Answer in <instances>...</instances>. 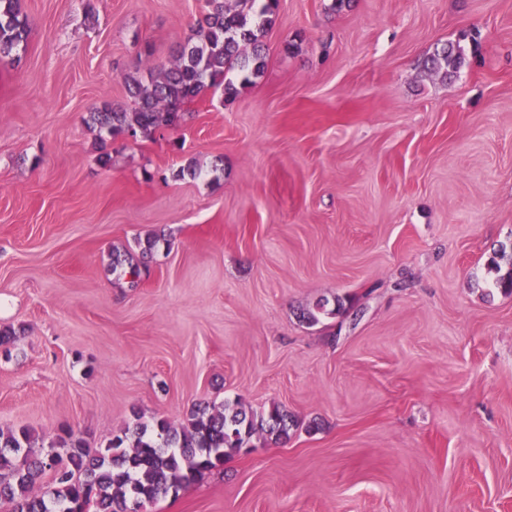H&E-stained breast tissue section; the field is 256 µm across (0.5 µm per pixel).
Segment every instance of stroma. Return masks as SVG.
<instances>
[{"label":"stroma","instance_id":"1","mask_svg":"<svg viewBox=\"0 0 512 512\" xmlns=\"http://www.w3.org/2000/svg\"><path fill=\"white\" fill-rule=\"evenodd\" d=\"M204 0H20L0 60V430L106 447L133 414L299 422L147 512H512V0H280L232 103L100 144ZM457 42L444 80L418 62ZM109 162H101L102 153ZM195 165L197 177L178 171ZM165 238L139 287L110 270ZM355 312L300 321L321 300ZM19 0H0V59L24 48L28 41L29 26L20 19Z\"/></svg>","mask_w":512,"mask_h":512}]
</instances>
